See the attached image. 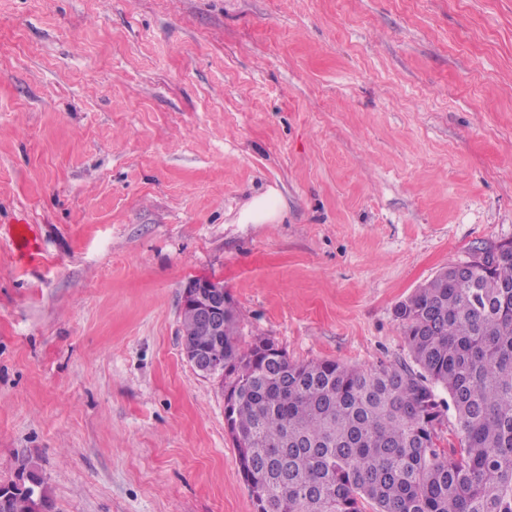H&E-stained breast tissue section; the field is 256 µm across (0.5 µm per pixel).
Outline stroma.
Segmentation results:
<instances>
[{
    "label": "stroma",
    "mask_w": 512,
    "mask_h": 512,
    "mask_svg": "<svg viewBox=\"0 0 512 512\" xmlns=\"http://www.w3.org/2000/svg\"><path fill=\"white\" fill-rule=\"evenodd\" d=\"M509 240L512 0H0V484L255 512L187 282L241 346L369 369L411 361L399 302ZM278 212V196L275 193H267L251 200L241 213L240 221L244 224H266L265 222L275 219ZM33 232V225L25 219L18 220V224H15L11 231L15 248L24 253L27 260L30 258L35 260L40 250L37 237L33 235Z\"/></svg>",
    "instance_id": "1"
}]
</instances>
